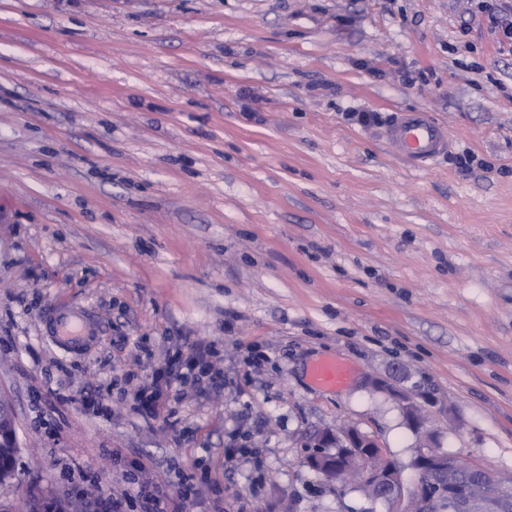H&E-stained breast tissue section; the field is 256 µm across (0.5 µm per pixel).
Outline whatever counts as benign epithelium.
<instances>
[{
	"instance_id": "obj_1",
	"label": "benign epithelium",
	"mask_w": 512,
	"mask_h": 512,
	"mask_svg": "<svg viewBox=\"0 0 512 512\" xmlns=\"http://www.w3.org/2000/svg\"><path fill=\"white\" fill-rule=\"evenodd\" d=\"M372 385L397 400L409 424L422 426V443L408 463L416 474L415 480L405 482L402 467L383 453L376 440L363 435L354 426L336 430L326 428L315 433L311 444L313 450L305 457L307 467L332 482L339 481L336 459L324 452V449L338 444L343 448V457L351 462L353 470L364 483L392 490L390 512H416L418 505L427 508L445 502L448 503V512H474L476 508L481 512H512V503L503 495L497 478L477 465L469 466V472L477 478V494L465 492L451 478L448 479V486L434 487V481L429 476L449 473L460 466L459 460L433 449V432L422 420V410L424 406L434 403V399L400 390L385 380H375ZM18 448L12 408L0 397V483L14 477Z\"/></svg>"
}]
</instances>
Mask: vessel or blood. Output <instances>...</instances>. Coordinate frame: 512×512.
<instances>
[{
	"mask_svg": "<svg viewBox=\"0 0 512 512\" xmlns=\"http://www.w3.org/2000/svg\"><path fill=\"white\" fill-rule=\"evenodd\" d=\"M387 142L408 167L428 169L446 153L451 140L447 127L424 111L401 112L385 132ZM46 332L65 353L89 350L97 343V331L88 312H76L55 305L48 312ZM312 382L321 388L336 390L348 385L352 378L349 364L336 358H324L310 369Z\"/></svg>",
	"mask_w": 512,
	"mask_h": 512,
	"instance_id": "1",
	"label": "vessel or blood"
}]
</instances>
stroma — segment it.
<instances>
[{"label": "stroma", "mask_w": 512, "mask_h": 512, "mask_svg": "<svg viewBox=\"0 0 512 512\" xmlns=\"http://www.w3.org/2000/svg\"><path fill=\"white\" fill-rule=\"evenodd\" d=\"M498 0H0V512H141L135 463L192 512H387L304 463L356 425L419 439L373 377L428 394L442 451L512 475V45ZM423 77L422 87L401 81ZM424 110V172L344 114ZM484 168L464 173L453 155ZM89 308V352L43 336ZM206 350L171 419L116 399ZM349 363L336 391L310 365ZM106 392L105 408L84 395ZM18 448L12 408L0 396V483L7 482L14 477Z\"/></svg>", "instance_id": "1"}]
</instances>
